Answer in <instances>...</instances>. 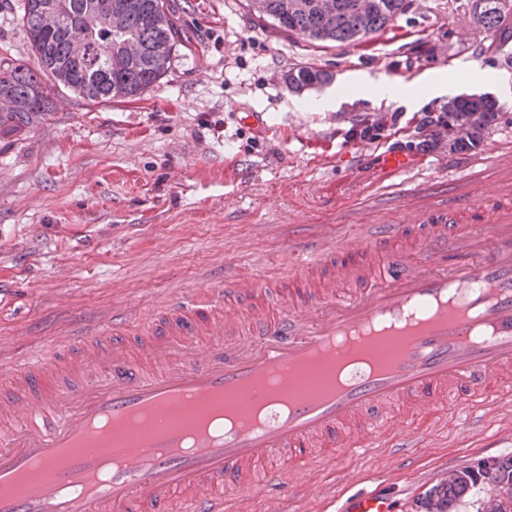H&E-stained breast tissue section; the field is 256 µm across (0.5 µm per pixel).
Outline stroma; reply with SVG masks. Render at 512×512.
I'll use <instances>...</instances> for the list:
<instances>
[{
    "instance_id": "35a3bbf8",
    "label": "stroma",
    "mask_w": 512,
    "mask_h": 512,
    "mask_svg": "<svg viewBox=\"0 0 512 512\" xmlns=\"http://www.w3.org/2000/svg\"><path fill=\"white\" fill-rule=\"evenodd\" d=\"M18 2L0 0V58L29 62ZM169 2L187 39L136 100L93 105L52 85L51 110L0 138V360L64 335L76 317L116 308L134 320L173 290L223 288L228 265L261 273L285 262L290 238L369 223L399 195L423 208L463 176L477 194L512 180L489 162L512 153V10L487 29L470 0H406L385 31L317 47L277 31L249 0ZM301 68L328 74V85L289 90L286 75ZM485 72L507 89L474 84ZM441 74L448 92L427 96ZM362 78L396 98L316 110L327 90ZM465 94L499 106L477 145L458 153L443 137L417 148L425 112ZM245 112L259 123L242 124ZM379 117L380 138H352ZM390 149L419 163L393 188L381 171ZM420 428L429 445L409 464L380 449L311 472L298 491L310 499L335 482L328 512H340L349 495L378 488L392 512H416L447 468L512 454V415L487 412L479 429L460 417Z\"/></svg>"
}]
</instances>
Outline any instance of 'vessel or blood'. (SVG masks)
Wrapping results in <instances>:
<instances>
[{
	"label": "vessel or blood",
	"mask_w": 512,
	"mask_h": 512,
	"mask_svg": "<svg viewBox=\"0 0 512 512\" xmlns=\"http://www.w3.org/2000/svg\"><path fill=\"white\" fill-rule=\"evenodd\" d=\"M106 334L105 355L68 367L67 351ZM274 370L281 407L261 424L186 439L213 403H262ZM511 373L512 190L461 188L427 212L295 238L287 273L176 290L138 321L114 312L14 362L0 512H237L223 488L249 489L257 464L272 512H309L281 490L380 447L411 458L415 417L511 413ZM345 512L388 504L365 491Z\"/></svg>",
	"instance_id": "b4317fda"
}]
</instances>
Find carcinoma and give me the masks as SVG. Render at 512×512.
<instances>
[{
	"label": "carcinoma",
	"mask_w": 512,
	"mask_h": 512,
	"mask_svg": "<svg viewBox=\"0 0 512 512\" xmlns=\"http://www.w3.org/2000/svg\"><path fill=\"white\" fill-rule=\"evenodd\" d=\"M104 0H64L72 18V28L82 41V55L77 69L68 66L74 53L73 44L44 29L37 11L38 0H21L18 9L36 67L13 65L0 59V97L12 107L0 112V133L12 132L30 122L38 112L50 111L49 96L42 77L55 85L74 91L93 104L125 101L138 97L166 73L175 47L183 42L167 0H112V9L122 14L118 29H101L84 35L78 22L84 10L94 9ZM260 17L273 20L282 32L297 33L315 45L340 43L354 45L369 34L387 28L405 10V0H336V13L321 15L312 4L315 0H297L300 7L285 13L281 0H250ZM503 0H486V7L475 18L480 25L493 29L504 15ZM128 39L138 44L140 58L134 63L121 53H107ZM326 75L320 71L299 69L289 73L288 86L301 90L321 84ZM495 115L494 104L484 99H460L445 109L443 126H431L430 132L448 135L454 149L465 151L474 146L488 118ZM480 489L487 490L477 512H512V455L494 460L491 470L469 467L452 471L439 480L418 501L424 512H455V507Z\"/></svg>",
	"instance_id": "cac0c4a2"
}]
</instances>
